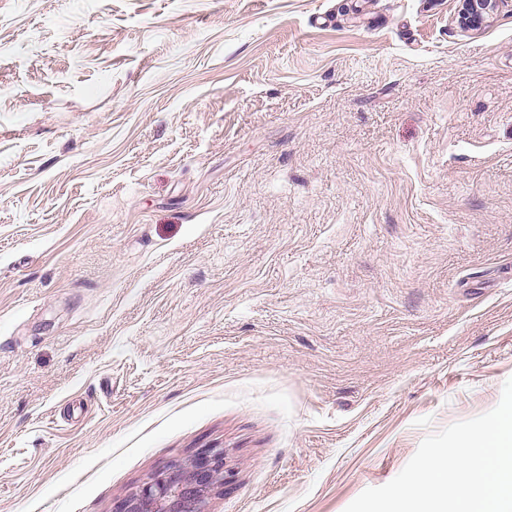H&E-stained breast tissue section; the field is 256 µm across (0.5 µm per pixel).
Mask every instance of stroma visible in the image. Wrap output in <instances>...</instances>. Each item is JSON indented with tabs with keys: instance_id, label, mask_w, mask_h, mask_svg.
Listing matches in <instances>:
<instances>
[{
	"instance_id": "35a3bbf8",
	"label": "stroma",
	"mask_w": 512,
	"mask_h": 512,
	"mask_svg": "<svg viewBox=\"0 0 512 512\" xmlns=\"http://www.w3.org/2000/svg\"><path fill=\"white\" fill-rule=\"evenodd\" d=\"M0 0V512H345L512 378V0ZM502 0H460V19L466 26H478L488 19ZM224 483L223 449L204 448L156 474L112 511L204 512L212 492Z\"/></svg>"
}]
</instances>
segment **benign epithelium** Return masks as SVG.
Instances as JSON below:
<instances>
[{
	"label": "benign epithelium",
	"instance_id": "obj_1",
	"mask_svg": "<svg viewBox=\"0 0 512 512\" xmlns=\"http://www.w3.org/2000/svg\"><path fill=\"white\" fill-rule=\"evenodd\" d=\"M499 2L460 0L462 24H482ZM224 483V449L204 448L156 474L138 492L118 501L113 512H205L210 495Z\"/></svg>",
	"mask_w": 512,
	"mask_h": 512
}]
</instances>
